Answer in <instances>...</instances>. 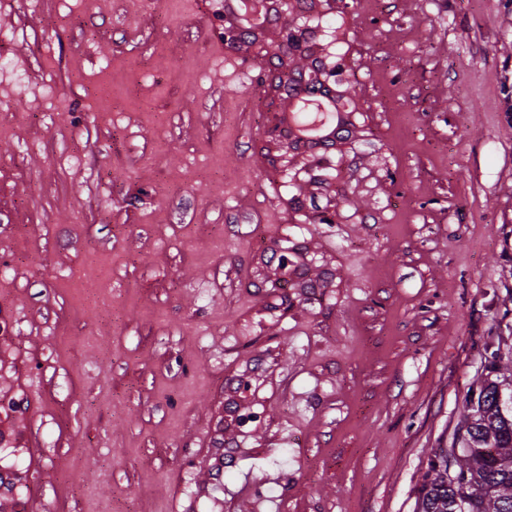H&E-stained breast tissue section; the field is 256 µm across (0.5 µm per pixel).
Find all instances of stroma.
Here are the masks:
<instances>
[{
    "label": "stroma",
    "instance_id": "stroma-1",
    "mask_svg": "<svg viewBox=\"0 0 512 512\" xmlns=\"http://www.w3.org/2000/svg\"><path fill=\"white\" fill-rule=\"evenodd\" d=\"M299 8L353 107L333 179L266 137L282 17L231 50L206 0H0L30 512H417L512 361V0Z\"/></svg>",
    "mask_w": 512,
    "mask_h": 512
}]
</instances>
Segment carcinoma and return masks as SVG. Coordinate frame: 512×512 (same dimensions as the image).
<instances>
[{
  "mask_svg": "<svg viewBox=\"0 0 512 512\" xmlns=\"http://www.w3.org/2000/svg\"><path fill=\"white\" fill-rule=\"evenodd\" d=\"M319 63L308 67L306 81L288 83V99L333 103L331 124L315 138H303L292 127L284 137L294 149L325 145L345 131L347 117L338 107L341 95L316 77ZM499 350L485 359L486 377L467 400L461 421V447L442 449L428 463V472L419 490L418 512H512V410L505 407L503 387L512 386V366L505 370Z\"/></svg>",
  "mask_w": 512,
  "mask_h": 512,
  "instance_id": "cac0c4a2",
  "label": "carcinoma"
}]
</instances>
